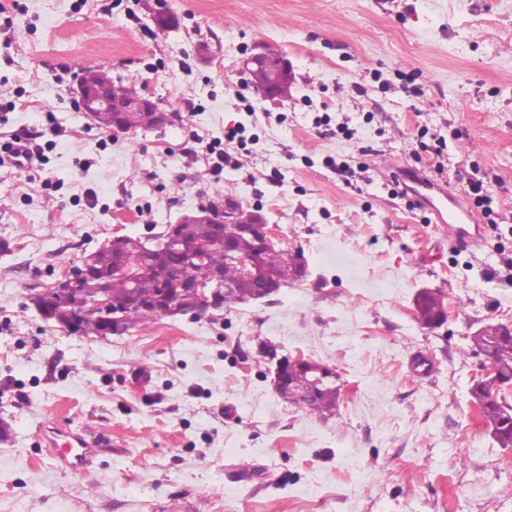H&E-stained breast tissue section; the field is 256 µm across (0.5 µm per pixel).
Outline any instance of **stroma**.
<instances>
[{"label":"stroma","mask_w":512,"mask_h":512,"mask_svg":"<svg viewBox=\"0 0 512 512\" xmlns=\"http://www.w3.org/2000/svg\"><path fill=\"white\" fill-rule=\"evenodd\" d=\"M19 3L0 14V142L29 137L42 161L0 165V512H512V447L469 393L471 334L512 324V281L492 274L512 233L502 253L456 249L386 187L423 127L458 128L455 193L480 171L512 217V0H166L165 32L157 0ZM259 45L293 66L275 105L241 70ZM102 63L178 121L90 124L74 89ZM239 124L247 150L210 172L203 142ZM331 159L367 170L345 182ZM228 196L304 254L303 280L104 340L31 303L113 236ZM423 289L443 294L441 327L417 320ZM283 358L334 369L336 410L283 400ZM87 426L101 447L81 477L46 438Z\"/></svg>","instance_id":"1"}]
</instances>
